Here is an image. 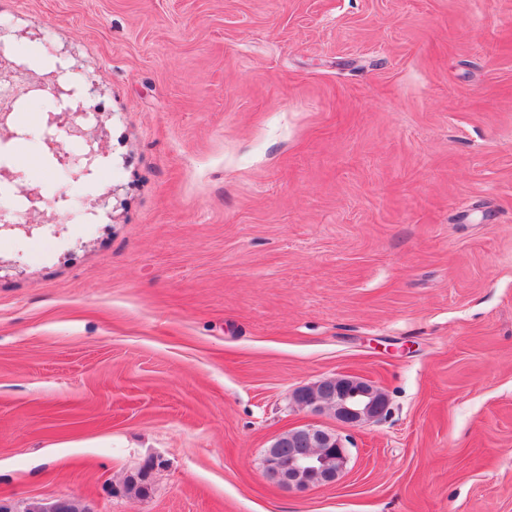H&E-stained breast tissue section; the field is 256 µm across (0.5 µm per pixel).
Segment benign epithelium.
Here are the masks:
<instances>
[{
    "label": "benign epithelium",
    "instance_id": "benign-epithelium-1",
    "mask_svg": "<svg viewBox=\"0 0 512 512\" xmlns=\"http://www.w3.org/2000/svg\"><path fill=\"white\" fill-rule=\"evenodd\" d=\"M7 31L0 28V132L8 129L17 103L35 93H48L60 104L66 117V133L84 141L83 157L73 159L55 151L58 162L72 170L75 177L89 172V167L104 154L101 139L88 132L87 121L92 109L83 97L59 81L54 72L41 78L23 65L10 60L4 51ZM294 401L313 414L329 412L340 424L358 427L378 420L388 406L386 395L364 379L339 375L298 388ZM347 462V448L336 432L318 425H302L275 436L264 449L262 468L266 480L288 492H305L336 485ZM34 512H70L72 499H32Z\"/></svg>",
    "mask_w": 512,
    "mask_h": 512
}]
</instances>
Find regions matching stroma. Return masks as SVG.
<instances>
[{
    "label": "stroma",
    "mask_w": 512,
    "mask_h": 512,
    "mask_svg": "<svg viewBox=\"0 0 512 512\" xmlns=\"http://www.w3.org/2000/svg\"><path fill=\"white\" fill-rule=\"evenodd\" d=\"M0 27L95 81L106 153L57 162L85 143L48 94L0 134L1 498L512 512V0H0ZM334 375L386 416L294 404ZM315 421L340 481L267 483ZM293 399L313 414H333L336 421L346 427L378 420L385 415L388 406L386 395L374 384L349 375L326 377L300 387Z\"/></svg>",
    "instance_id": "35a3bbf8"
}]
</instances>
